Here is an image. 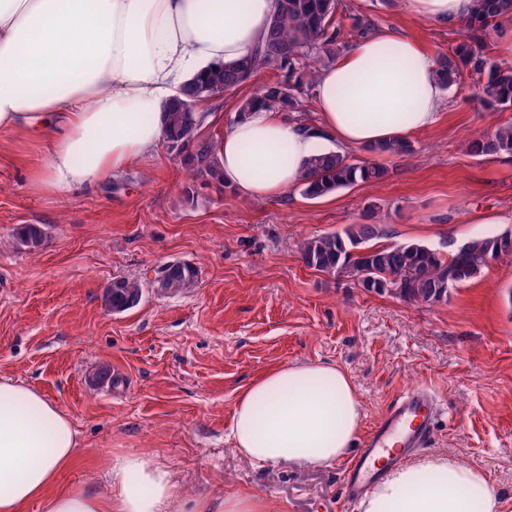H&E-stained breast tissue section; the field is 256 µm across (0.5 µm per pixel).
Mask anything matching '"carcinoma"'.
Wrapping results in <instances>:
<instances>
[{
  "mask_svg": "<svg viewBox=\"0 0 512 512\" xmlns=\"http://www.w3.org/2000/svg\"><path fill=\"white\" fill-rule=\"evenodd\" d=\"M344 0H280V8L270 19L266 37L256 53L230 64L209 69L187 84L167 108L164 142L183 155L184 165L194 174L222 182L221 166L212 144L199 140L205 114L189 112L183 101L217 98L244 84L254 73L269 69L283 79L269 83L242 101L238 116L251 111L256 103L284 112L302 113L305 96L314 85L316 71L312 63L330 61L347 46L344 41ZM512 16V0H475V10L466 20L469 34L454 48L452 55L437 59L436 76L443 88L457 83L463 68L478 75L476 99L485 107L500 111L512 109V67L491 60L482 51L484 33L499 20ZM469 150L477 155L512 154V125L474 138ZM376 153L406 156L411 154L407 141L370 147ZM388 169L378 163H353L340 152L316 155L298 182L302 194L314 199L324 197L357 182H374L386 177ZM373 224H353L342 233L307 238L298 245L303 263L338 277L352 278L369 291L383 292L392 278L406 275L408 288L404 299L437 303L448 296V287L463 284L488 267V261L512 254V232L476 238L451 257L444 259L424 245L404 243L378 245ZM44 231L35 224L17 229L15 240L25 248H37ZM161 288L175 293L189 285L195 268L188 264H170L161 270ZM141 285L121 278L107 288L106 301L115 312H123L140 300Z\"/></svg>",
  "mask_w": 512,
  "mask_h": 512,
  "instance_id": "1",
  "label": "carcinoma"
}]
</instances>
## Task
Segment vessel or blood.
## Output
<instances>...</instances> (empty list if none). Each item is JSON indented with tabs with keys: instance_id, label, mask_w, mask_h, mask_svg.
<instances>
[{
	"instance_id": "1",
	"label": "vessel or blood",
	"mask_w": 512,
	"mask_h": 512,
	"mask_svg": "<svg viewBox=\"0 0 512 512\" xmlns=\"http://www.w3.org/2000/svg\"><path fill=\"white\" fill-rule=\"evenodd\" d=\"M436 411L435 396L428 388L416 386L400 394L344 471L348 501L360 500L370 491L376 462L395 464L427 441Z\"/></svg>"
}]
</instances>
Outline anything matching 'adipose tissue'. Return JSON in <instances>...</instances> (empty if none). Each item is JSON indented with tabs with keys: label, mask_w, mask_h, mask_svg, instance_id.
Masks as SVG:
<instances>
[{
	"label": "adipose tissue",
	"mask_w": 512,
	"mask_h": 512,
	"mask_svg": "<svg viewBox=\"0 0 512 512\" xmlns=\"http://www.w3.org/2000/svg\"><path fill=\"white\" fill-rule=\"evenodd\" d=\"M475 0H403L413 16L465 21ZM279 0H0V130L46 140L36 189L93 187L149 156L165 133L164 107L204 69L251 54ZM434 56L409 34L383 29L318 72L315 133L254 107L214 140L227 185L248 199L295 185L332 141L385 145L432 129L444 105ZM350 376L327 363L286 364L249 384L230 436L264 464L326 466L346 457L361 426ZM77 457L71 419L41 392L0 376V512H262L253 496L182 502L171 471L143 456L109 464L111 490H55ZM361 512H502L479 470L449 455L385 469Z\"/></svg>",
	"instance_id": "1"
}]
</instances>
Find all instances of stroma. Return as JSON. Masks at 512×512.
Returning <instances> with one entry per match:
<instances>
[{
  "mask_svg": "<svg viewBox=\"0 0 512 512\" xmlns=\"http://www.w3.org/2000/svg\"><path fill=\"white\" fill-rule=\"evenodd\" d=\"M374 30L418 38L451 53L461 25L408 14L402 0H346ZM263 69L202 112L233 123L240 102L277 80ZM463 72L445 93L438 124L410 135L401 160L367 148L390 173L326 197L300 187L247 200L192 176L159 144L96 188L36 191L47 161L21 131H0V375L38 389L72 420L75 464L58 488L110 490L107 463L139 454L171 468L181 500L229 493L261 499L265 512H359L342 486L345 461L328 466L256 464L229 438L240 393L283 364L331 363L351 377L362 404L360 437L411 386L441 404L423 454H446L481 470L512 505V255L429 305L305 266L306 238L376 225L383 244L416 242L448 256L476 237L512 232V157L477 156L472 135L512 124V110L471 102ZM36 224V250L15 246ZM196 270L167 294L154 280L166 265ZM141 281L138 304L113 312V280Z\"/></svg>",
  "mask_w": 512,
  "mask_h": 512,
  "instance_id": "35a3bbf8",
  "label": "stroma"
}]
</instances>
